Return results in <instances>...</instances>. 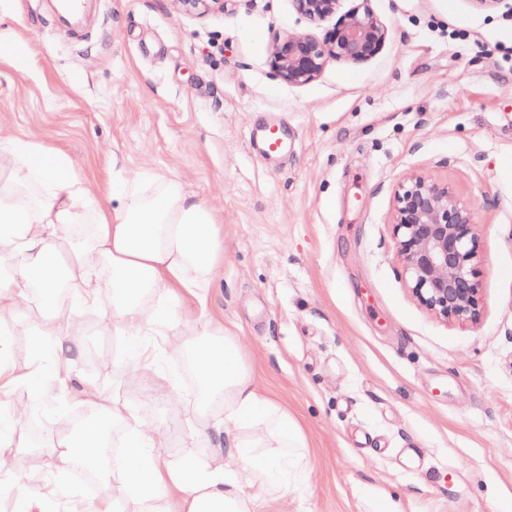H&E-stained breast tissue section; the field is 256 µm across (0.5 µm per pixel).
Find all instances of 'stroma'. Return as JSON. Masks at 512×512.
<instances>
[{
	"mask_svg": "<svg viewBox=\"0 0 512 512\" xmlns=\"http://www.w3.org/2000/svg\"><path fill=\"white\" fill-rule=\"evenodd\" d=\"M63 25L54 0H0V30L25 48L0 57V134L32 135L81 165L95 194L112 176L152 168L216 207L224 260L206 303L177 291L172 321L148 348L217 320L239 336L264 393L308 445L306 478L254 487L258 512H512V0H368L383 50L332 60L313 82L275 77L272 42L324 35L292 0H224L201 17L170 0H88ZM271 114L288 152L254 149ZM448 185L473 208L482 257L476 322L445 323L413 297L392 232L393 193L409 175ZM110 295L78 311L70 363L33 351L42 306L21 298L0 326V512H117L118 478L87 492L56 475L47 448L89 411L86 391L129 402L177 444L200 424L195 390L171 362L131 371ZM51 381L41 425L26 374Z\"/></svg>",
	"mask_w": 512,
	"mask_h": 512,
	"instance_id": "35a3bbf8",
	"label": "stroma"
}]
</instances>
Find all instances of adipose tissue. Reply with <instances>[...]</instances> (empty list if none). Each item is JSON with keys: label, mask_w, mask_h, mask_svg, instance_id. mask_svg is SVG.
<instances>
[{"label": "adipose tissue", "mask_w": 512, "mask_h": 512, "mask_svg": "<svg viewBox=\"0 0 512 512\" xmlns=\"http://www.w3.org/2000/svg\"><path fill=\"white\" fill-rule=\"evenodd\" d=\"M110 196L111 206H104L70 155L33 136L0 134V253L21 259L0 278V324L29 290L40 289L38 333L61 364L80 345L74 312L98 303L103 291L112 293L113 329L136 337L170 320L175 289L204 298L224 259L213 208L178 177L151 169L118 174ZM66 287L75 288V296L56 302L55 293ZM186 333L190 343L156 354L136 351L130 367L158 357L191 359L199 407H224L222 419L202 427L218 451L208 457L191 446L161 452L160 434L138 424L112 472L124 482L128 512H167L164 502L173 495L179 512H252L253 486L277 492L289 471H302L305 437L259 388L239 337L219 322L190 325ZM86 403L91 413L79 440L50 450L58 472L96 464L108 424L126 419L119 398L94 390Z\"/></svg>", "instance_id": "ef3b65f1"}]
</instances>
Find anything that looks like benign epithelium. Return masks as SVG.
Instances as JSON below:
<instances>
[{
    "mask_svg": "<svg viewBox=\"0 0 512 512\" xmlns=\"http://www.w3.org/2000/svg\"><path fill=\"white\" fill-rule=\"evenodd\" d=\"M181 10L206 16L224 0H172ZM295 11L318 25L337 17L324 37L286 34L271 50L274 75L290 85L318 78L331 59L354 62L377 56L387 29L364 5L337 15L341 0H292ZM393 236L413 296L446 323L477 321L482 304L481 256L471 205L447 185L412 175L394 191Z\"/></svg>",
    "mask_w": 512,
    "mask_h": 512,
    "instance_id": "benign-epithelium-1",
    "label": "benign epithelium"
}]
</instances>
